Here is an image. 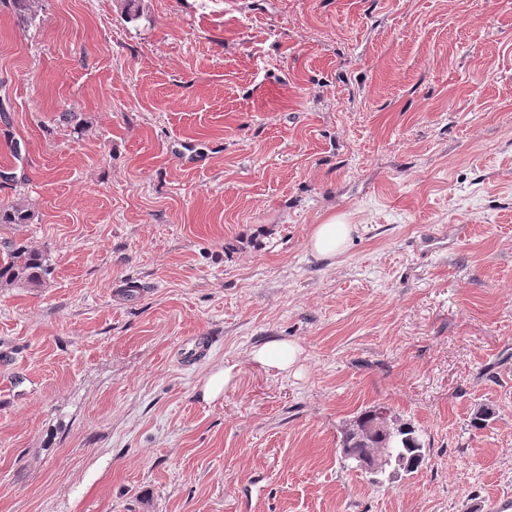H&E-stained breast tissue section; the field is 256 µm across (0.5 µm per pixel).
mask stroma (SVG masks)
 Masks as SVG:
<instances>
[{
  "instance_id": "obj_1",
  "label": "stroma",
  "mask_w": 512,
  "mask_h": 512,
  "mask_svg": "<svg viewBox=\"0 0 512 512\" xmlns=\"http://www.w3.org/2000/svg\"><path fill=\"white\" fill-rule=\"evenodd\" d=\"M16 204L0 242L51 272L0 285V512L512 495V0H0ZM332 216L357 230L315 259ZM271 339L299 376L250 360ZM371 406L419 429L417 470L344 466ZM235 366H219L213 368L206 374L199 391L204 402H216L224 397V392L235 380Z\"/></svg>"
}]
</instances>
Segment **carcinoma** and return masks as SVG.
<instances>
[{
    "label": "carcinoma",
    "mask_w": 512,
    "mask_h": 512,
    "mask_svg": "<svg viewBox=\"0 0 512 512\" xmlns=\"http://www.w3.org/2000/svg\"><path fill=\"white\" fill-rule=\"evenodd\" d=\"M32 213L16 207L0 215L2 224H27ZM49 271L48 258L38 250L21 243L7 242L0 248V280L6 283L23 281L37 285ZM381 408L369 407L342 431L341 458L354 468L370 473H383L374 463V457H384L385 465H394L409 473L424 459V443L415 427L395 417L383 421Z\"/></svg>",
    "instance_id": "1"
}]
</instances>
